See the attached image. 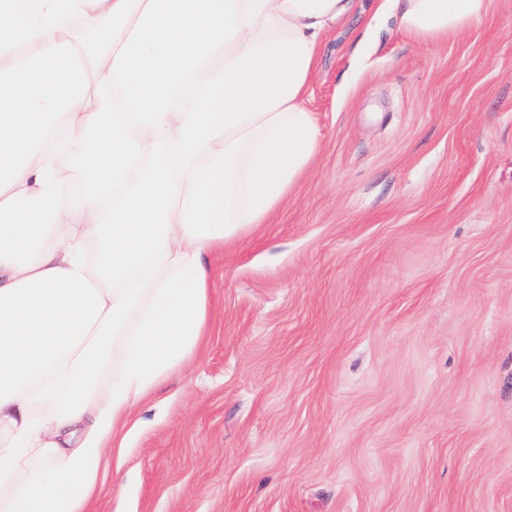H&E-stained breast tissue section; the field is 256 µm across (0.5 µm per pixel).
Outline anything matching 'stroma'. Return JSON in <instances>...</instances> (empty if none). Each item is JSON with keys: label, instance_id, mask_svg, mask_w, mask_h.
Wrapping results in <instances>:
<instances>
[{"label": "stroma", "instance_id": "1", "mask_svg": "<svg viewBox=\"0 0 512 512\" xmlns=\"http://www.w3.org/2000/svg\"><path fill=\"white\" fill-rule=\"evenodd\" d=\"M324 38L318 154L208 256L213 315L92 512H512V0L425 45Z\"/></svg>", "mask_w": 512, "mask_h": 512}]
</instances>
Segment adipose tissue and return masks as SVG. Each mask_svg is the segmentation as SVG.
Returning a JSON list of instances; mask_svg holds the SVG:
<instances>
[{"label": "adipose tissue", "mask_w": 512, "mask_h": 512, "mask_svg": "<svg viewBox=\"0 0 512 512\" xmlns=\"http://www.w3.org/2000/svg\"><path fill=\"white\" fill-rule=\"evenodd\" d=\"M491 0H382L421 43ZM353 0H0V512H89L211 320L207 257L311 167Z\"/></svg>", "instance_id": "obj_1"}]
</instances>
